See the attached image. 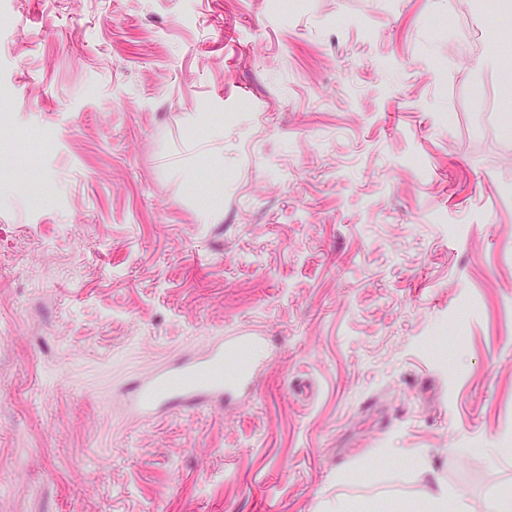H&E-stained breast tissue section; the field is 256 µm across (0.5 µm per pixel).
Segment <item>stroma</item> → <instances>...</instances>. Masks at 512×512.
I'll return each instance as SVG.
<instances>
[{
	"mask_svg": "<svg viewBox=\"0 0 512 512\" xmlns=\"http://www.w3.org/2000/svg\"><path fill=\"white\" fill-rule=\"evenodd\" d=\"M510 20L0 0V512L512 494ZM253 331L245 406L127 411L161 357Z\"/></svg>",
	"mask_w": 512,
	"mask_h": 512,
	"instance_id": "obj_1",
	"label": "stroma"
}]
</instances>
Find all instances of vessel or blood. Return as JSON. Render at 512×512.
<instances>
[{
	"label": "vessel or blood",
	"instance_id": "obj_1",
	"mask_svg": "<svg viewBox=\"0 0 512 512\" xmlns=\"http://www.w3.org/2000/svg\"><path fill=\"white\" fill-rule=\"evenodd\" d=\"M263 336H216L200 354L161 362L135 379L125 395L136 417L154 420L173 412L223 408L250 378L248 368H225V361L266 348Z\"/></svg>",
	"mask_w": 512,
	"mask_h": 512
}]
</instances>
